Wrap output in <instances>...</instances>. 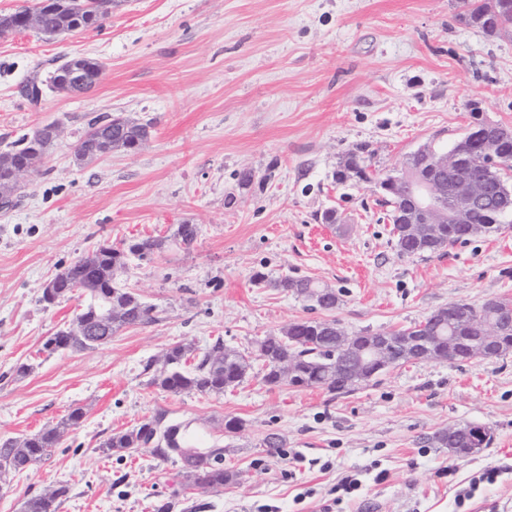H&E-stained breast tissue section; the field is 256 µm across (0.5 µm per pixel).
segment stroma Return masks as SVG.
Wrapping results in <instances>:
<instances>
[{
    "mask_svg": "<svg viewBox=\"0 0 512 512\" xmlns=\"http://www.w3.org/2000/svg\"><path fill=\"white\" fill-rule=\"evenodd\" d=\"M463 11L460 0H118L98 28L0 39V150L36 127L62 129L0 208V438L56 425L75 405L85 413L48 460L0 475V512L60 482L70 493L59 512H155L183 480L180 458L101 445L160 412L223 446L236 475L188 491L173 512H512V353L405 364L346 395L254 377L220 396L174 395L145 371L176 343L220 337L246 352L295 321L375 333L452 302L512 298V223L402 257L373 185L334 179L359 147L381 174L424 145L450 149L474 107L512 125V30L485 36ZM75 54L105 65L91 92L49 91L36 106L20 96L32 74ZM117 114L150 124L148 141L75 165L94 118ZM329 208L336 224L320 219ZM186 222L198 234L183 249L172 234ZM148 237L162 249L128 258L119 280L156 322L91 351L42 352L81 304L74 294L45 305L44 284L101 244ZM285 277L340 302L311 309L276 288ZM232 418L243 431L225 432ZM457 423L488 427L491 444L458 460L431 443ZM271 433L283 447H266ZM487 471L495 482L471 488ZM348 477L360 488L343 497Z\"/></svg>",
    "mask_w": 512,
    "mask_h": 512,
    "instance_id": "obj_1",
    "label": "stroma"
}]
</instances>
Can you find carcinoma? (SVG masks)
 Returning a JSON list of instances; mask_svg holds the SVG:
<instances>
[{
    "mask_svg": "<svg viewBox=\"0 0 512 512\" xmlns=\"http://www.w3.org/2000/svg\"><path fill=\"white\" fill-rule=\"evenodd\" d=\"M116 0H38L32 11L39 16L38 30L45 35L54 36L63 31H76L97 28L110 14ZM465 8L464 17L468 24L479 29L488 37H496L512 28V0H462ZM79 67L87 79L84 91L88 92L96 86V77L103 69V64L91 57L79 58ZM58 71H53L45 78L34 74L22 86L21 94L29 102L40 101L44 90L55 89ZM150 125L142 128L127 127L120 123L119 116L101 123L95 131H87L76 144L75 149L83 150V163L87 164L100 157L99 149L103 142H116L125 148L132 145L142 136L149 133ZM458 162L473 177L485 176V157L482 152L481 130L470 127L459 141L454 144ZM503 159L501 166L495 169L496 178L512 192L509 181L512 180V136L506 137L501 145ZM31 155L34 163L42 162L45 152L33 151V136H22L0 151V195L5 202L0 206H10L9 197L17 190L18 183L8 180L9 166L16 156ZM369 171L362 178L364 182L376 180L377 172L372 169L370 157L364 151L357 150L348 155L340 163L334 174L338 184L348 182L346 171L350 168ZM505 199H491L487 206L476 212L472 224L476 234L499 229L495 224L499 206ZM381 205L389 207L387 219L390 224L403 223V209L407 200L402 197L383 195ZM197 237L194 224L178 225L173 240L185 247L190 246ZM456 238L455 225L446 224L440 228L437 236L424 247L408 237H395L397 253L402 257L423 256L443 251L454 246ZM161 243L146 238L131 242L125 248L114 247L102 250L99 261L95 265H85L75 261L58 273L61 280L60 296L66 297L75 290L96 285L113 290V300L127 307L125 318L112 323H102L92 310L95 300L85 297L84 318L89 326V335L64 337L52 335L47 337L42 350L53 354L59 351L81 352L95 349L112 340L120 329L131 325H148L155 321L153 307L142 302L125 286H118L113 281V267L123 266L127 255H135L141 259L148 257L159 248ZM276 287L289 291L299 297L308 298L317 284L310 279H293L285 277L276 282ZM511 303L512 298H492L479 306L465 302L457 306L466 309L469 316L461 321H450L446 326L434 327V335L472 336L482 335L485 326L491 322V308L494 304ZM323 322L317 320H301L292 323L296 334L292 342L281 336H267L258 342L256 357L252 358L241 353L228 359L224 357V341L216 340L208 349L196 353L191 346L174 344L164 352L170 364V371L163 376L153 375L151 384L160 389L174 393L194 392L201 395H221L225 390L243 384L249 376L254 375L266 385H279L283 380L279 376L281 360L290 358L297 368L296 387H323L332 393H349L355 390L363 379L352 378L347 373L342 353L336 351V337L326 334ZM261 364L255 368L253 362ZM85 417L83 408L75 406L69 409L55 427L45 428L30 436L25 448H7L0 442V463H5L9 470L24 472L40 464L51 455L57 447L65 429H75L81 425ZM165 414L160 412L150 420L140 422L133 427L110 436L103 447L116 453H133L148 451L154 458L168 460L173 456L171 449L181 448L194 460L197 474L191 484L200 489L220 487L235 478V474L224 469V448L215 444L211 447L190 446L179 437L180 426L164 425ZM70 492L67 484H59L44 493L26 494L24 506L26 512H57L61 502Z\"/></svg>",
    "mask_w": 512,
    "mask_h": 512,
    "instance_id": "1",
    "label": "carcinoma"
}]
</instances>
